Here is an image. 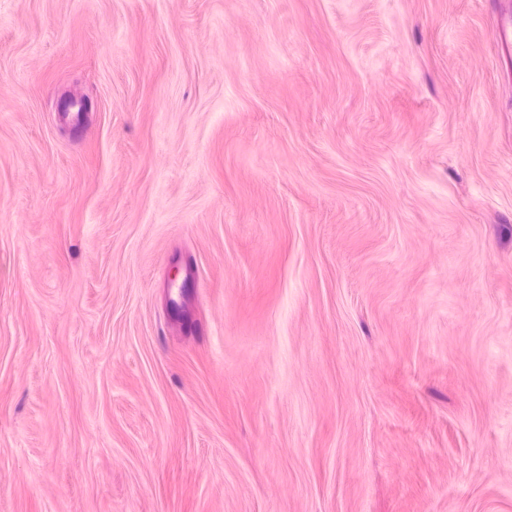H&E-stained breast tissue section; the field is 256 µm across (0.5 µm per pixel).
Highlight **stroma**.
Here are the masks:
<instances>
[{
  "instance_id": "obj_1",
  "label": "stroma",
  "mask_w": 512,
  "mask_h": 512,
  "mask_svg": "<svg viewBox=\"0 0 512 512\" xmlns=\"http://www.w3.org/2000/svg\"><path fill=\"white\" fill-rule=\"evenodd\" d=\"M505 22L0 0V512H512Z\"/></svg>"
}]
</instances>
